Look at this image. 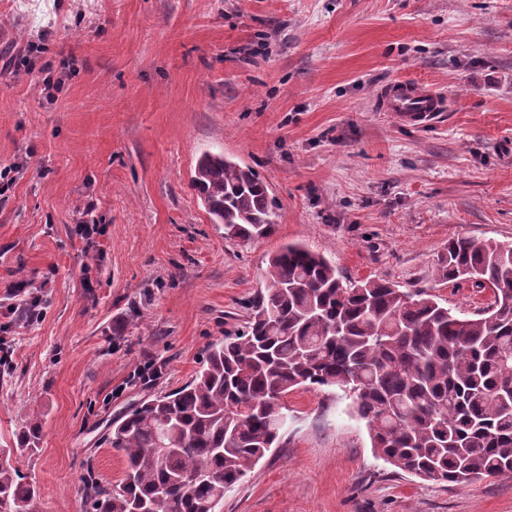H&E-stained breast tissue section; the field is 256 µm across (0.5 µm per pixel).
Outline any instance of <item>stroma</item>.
I'll use <instances>...</instances> for the list:
<instances>
[{"label":"stroma","mask_w":512,"mask_h":512,"mask_svg":"<svg viewBox=\"0 0 512 512\" xmlns=\"http://www.w3.org/2000/svg\"><path fill=\"white\" fill-rule=\"evenodd\" d=\"M52 62L65 89L42 93ZM395 79L448 99L430 125L376 109ZM206 152L279 205L243 245L191 187ZM0 448L29 418L39 512H89L119 481L113 420L200 370L241 330L269 257L305 243L350 280L423 289L457 236L512 241V0H0ZM93 216L100 232L76 224ZM281 443L222 512H512V478L434 484L375 457L348 399L287 398Z\"/></svg>","instance_id":"stroma-1"}]
</instances>
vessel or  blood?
Masks as SVG:
<instances>
[{"label": "vessel or blood", "instance_id": "b4317fda", "mask_svg": "<svg viewBox=\"0 0 512 512\" xmlns=\"http://www.w3.org/2000/svg\"><path fill=\"white\" fill-rule=\"evenodd\" d=\"M446 105V97L436 89L407 80L391 83L379 99L381 111L391 113L402 123L416 126L433 122Z\"/></svg>", "mask_w": 512, "mask_h": 512}]
</instances>
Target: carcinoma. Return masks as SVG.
Returning <instances> with one entry per match:
<instances>
[{"instance_id": "carcinoma-1", "label": "carcinoma", "mask_w": 512, "mask_h": 512, "mask_svg": "<svg viewBox=\"0 0 512 512\" xmlns=\"http://www.w3.org/2000/svg\"><path fill=\"white\" fill-rule=\"evenodd\" d=\"M191 185L227 238L249 243L277 224L267 184L221 153L197 158ZM433 272L491 292L490 304L470 317L384 279L347 281L305 244L283 245L244 329L212 345L191 381L113 422L107 441L126 471L117 484L85 481L93 512H220L278 443L300 389L351 400L376 456L400 472L454 485L511 478L512 244L451 239ZM39 434L38 419L26 421L0 462V512L39 496L16 466Z\"/></svg>"}]
</instances>
